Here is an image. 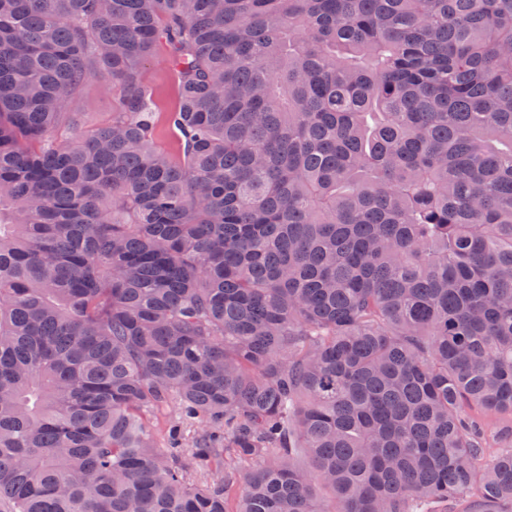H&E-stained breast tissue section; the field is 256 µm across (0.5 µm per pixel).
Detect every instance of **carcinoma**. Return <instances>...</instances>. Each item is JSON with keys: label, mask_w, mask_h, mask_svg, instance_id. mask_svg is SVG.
I'll return each instance as SVG.
<instances>
[{"label": "carcinoma", "mask_w": 512, "mask_h": 512, "mask_svg": "<svg viewBox=\"0 0 512 512\" xmlns=\"http://www.w3.org/2000/svg\"><path fill=\"white\" fill-rule=\"evenodd\" d=\"M0 512H512V0H0ZM165 52H157L143 67L142 76L145 85L152 90L156 102L155 143L166 153L176 151L175 133L169 128L166 115L175 103V77L165 60ZM76 107L78 112H83V123L77 129L58 134L61 140L73 139L78 133L89 132L112 121V86L90 82L78 96Z\"/></svg>", "instance_id": "1"}]
</instances>
